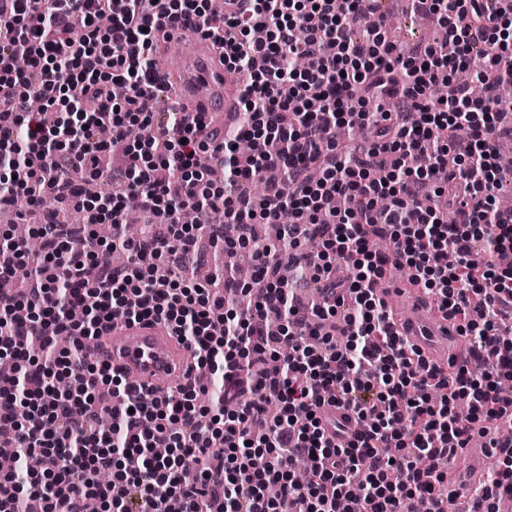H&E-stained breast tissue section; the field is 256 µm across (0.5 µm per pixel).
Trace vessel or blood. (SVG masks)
I'll return each mask as SVG.
<instances>
[{
  "label": "vessel or blood",
  "instance_id": "b4317fda",
  "mask_svg": "<svg viewBox=\"0 0 512 512\" xmlns=\"http://www.w3.org/2000/svg\"><path fill=\"white\" fill-rule=\"evenodd\" d=\"M169 32L174 41L192 46L187 55L172 65L182 87L183 102L189 103L195 112L233 111L236 99L226 91L222 50L184 25L171 26ZM397 328L429 358L447 346L452 334L436 305L425 302L398 315ZM88 347L96 360L109 364L115 372L135 379L138 386L150 391L163 378H182L193 370L186 344L179 342L170 328L155 321L114 322L104 336L89 342Z\"/></svg>",
  "mask_w": 512,
  "mask_h": 512
}]
</instances>
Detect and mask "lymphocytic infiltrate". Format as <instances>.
I'll return each mask as SVG.
<instances>
[{
    "mask_svg": "<svg viewBox=\"0 0 512 512\" xmlns=\"http://www.w3.org/2000/svg\"><path fill=\"white\" fill-rule=\"evenodd\" d=\"M377 0H224L222 26L208 0H0V204L36 205L42 192L85 211L92 199L72 171L100 176L99 163L124 143L128 163L100 198L112 238L94 248L91 224L42 214L40 253H0V355L22 373L0 390V419L28 415L14 430L20 454L40 453L36 474L0 472V512H83L96 497L110 512H403L412 499L446 512L443 456L481 437L496 462L470 492L468 512H500L512 500V209L496 203V145L512 138L497 94L512 82V6L497 0H411L441 15L454 55L436 45L403 56L376 19ZM189 23L223 45L224 65L249 71L238 99L236 136L258 163H235L230 139L204 113L175 116L153 58L163 25ZM365 24L354 39L355 24ZM486 62L480 94L436 84ZM59 112L53 125L28 108L32 97ZM152 129L133 142L132 126ZM367 130L360 152L341 155L336 126ZM429 153L431 167L414 164ZM224 180L207 177L209 159ZM264 179L265 191L251 187ZM144 231L125 240L129 204ZM221 215L184 224L183 209ZM278 227L279 251L256 245L251 228ZM209 238L247 257L264 291L239 310L247 283L228 277L223 296L178 277L155 280V260L196 252ZM390 243L380 254L373 238ZM127 246L130 264L112 250ZM97 268L86 280L87 263ZM348 277H337L339 268ZM434 297L467 357L439 368L402 338L375 289L391 270ZM284 313L280 333L267 309ZM164 321L223 381L198 406L195 377L164 397L142 393L103 363L86 341L113 322ZM67 333L73 349L58 351ZM340 404L352 432L325 427L321 409ZM166 444L162 457L147 448ZM309 478L298 483L295 468Z\"/></svg>",
    "mask_w": 512,
    "mask_h": 512,
    "instance_id": "f902f5d3",
    "label": "lymphocytic infiltrate"
}]
</instances>
